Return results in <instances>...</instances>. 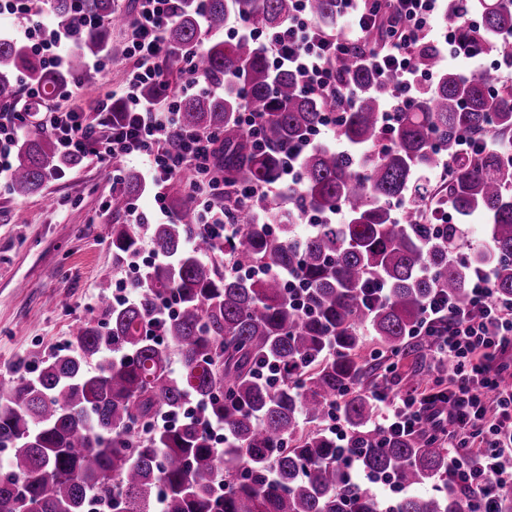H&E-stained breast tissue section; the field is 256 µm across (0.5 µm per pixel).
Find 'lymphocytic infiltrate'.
Wrapping results in <instances>:
<instances>
[{
    "label": "lymphocytic infiltrate",
    "mask_w": 512,
    "mask_h": 512,
    "mask_svg": "<svg viewBox=\"0 0 512 512\" xmlns=\"http://www.w3.org/2000/svg\"><path fill=\"white\" fill-rule=\"evenodd\" d=\"M310 0H294L288 23L275 31L249 28L240 16L229 17L225 31L232 38H248L267 53L273 67L291 68L301 88L314 95L332 94L339 84L336 59L357 41H370L371 62L377 74L394 81L390 112L406 106L417 93L432 85L433 72L418 70L414 51L430 41L439 66L449 58L477 62L478 47L457 43V27L448 24L444 38H431L430 19L438 0H338L337 7L350 20L346 36L325 31L309 12ZM177 0H138L126 20L124 54L133 66L125 79V108L113 118L111 94L100 96L87 119L80 105L41 113L40 120L55 136L60 153L68 158L112 162V184L123 181L121 160L144 163V181L155 203L156 223L171 221L167 186L182 171L209 170L219 137L185 131L178 148H171L168 133L177 125L178 98L196 94V54L179 57L185 80L171 91L161 64L169 59L165 30ZM74 21L53 25L38 21L42 0H0V16L19 20L13 32L42 62L53 70L68 65L74 36L99 27L102 18L86 10L84 0H74ZM389 24L391 35L371 41V33ZM153 85V97L141 90ZM24 112L0 108V178L9 177L21 132ZM491 273L476 271L468 304H458L443 293L426 303L414 330L424 342L430 366L447 386L429 384L402 388L398 361H391L373 385L380 415L373 428L385 438L430 432L448 450V484L465 494H475L477 512H500L504 497L512 496V385L502 382L512 371V299L492 295Z\"/></svg>",
    "instance_id": "obj_1"
}]
</instances>
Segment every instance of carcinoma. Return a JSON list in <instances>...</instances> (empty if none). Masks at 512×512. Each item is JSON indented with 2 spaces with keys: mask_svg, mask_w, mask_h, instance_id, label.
<instances>
[{
  "mask_svg": "<svg viewBox=\"0 0 512 512\" xmlns=\"http://www.w3.org/2000/svg\"><path fill=\"white\" fill-rule=\"evenodd\" d=\"M113 26L125 17L115 0H86ZM72 0H46L58 20ZM294 0H179L166 28L174 49L199 52L198 78L224 83V94L179 102L184 130L216 132L211 173L224 184V237L196 223L189 196H174L168 224H114L112 261L121 265L150 236L163 261L134 284L135 298L112 303L102 286L103 321L76 325L67 346L40 364L19 357L0 382V512H85L90 493L112 512H471L448 488V451L424 434L379 441L368 432L376 404L368 392L383 357L406 355L408 332L428 299L448 291L463 304L479 267L491 288L512 297V86L493 90L477 74L436 69V79L397 113L389 140L382 114L390 80L363 62L369 44L338 60L341 87L328 96L302 90L293 72L275 69L248 39H224L227 17L242 14L273 30L292 16ZM325 27L336 25V0H310ZM477 14V26L467 23ZM465 45L512 56V0H448ZM112 53L105 28L79 33L65 71L46 68L23 43L0 39V102L26 80L49 100L86 61ZM350 96L339 124L347 150L307 152L301 182L281 188L288 151ZM260 114L249 127L243 107ZM469 135L479 151L459 155ZM451 177L432 182L440 158ZM54 136L31 126L11 173L15 194L37 193L60 164ZM145 190L134 170L112 194V216ZM448 205L457 224H429L426 210ZM348 209L345 224L295 226L306 211ZM478 218L484 239L472 248L463 224ZM305 284L304 306L281 277ZM384 281L383 302L362 301L371 279ZM176 302L160 316L166 298ZM370 332L381 350L366 354ZM181 363L171 370L172 357ZM266 366L275 383L259 376ZM341 399L350 446L325 430ZM224 423L218 450L205 421ZM384 475L407 492L391 499L353 480L350 464ZM434 483L432 495L408 492Z\"/></svg>",
  "mask_w": 512,
  "mask_h": 512,
  "instance_id": "obj_1",
  "label": "carcinoma"
}]
</instances>
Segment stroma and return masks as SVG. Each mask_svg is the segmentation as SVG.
I'll return each instance as SVG.
<instances>
[{
  "label": "stroma",
  "instance_id": "obj_1",
  "mask_svg": "<svg viewBox=\"0 0 512 512\" xmlns=\"http://www.w3.org/2000/svg\"><path fill=\"white\" fill-rule=\"evenodd\" d=\"M125 39L113 28L117 51L104 73L84 75V102L105 91L121 98L132 66L119 51ZM111 171V163L84 161L27 197L0 186V375L19 356L64 347L77 323L99 319L101 283L129 278L112 261Z\"/></svg>",
  "mask_w": 512,
  "mask_h": 512
}]
</instances>
